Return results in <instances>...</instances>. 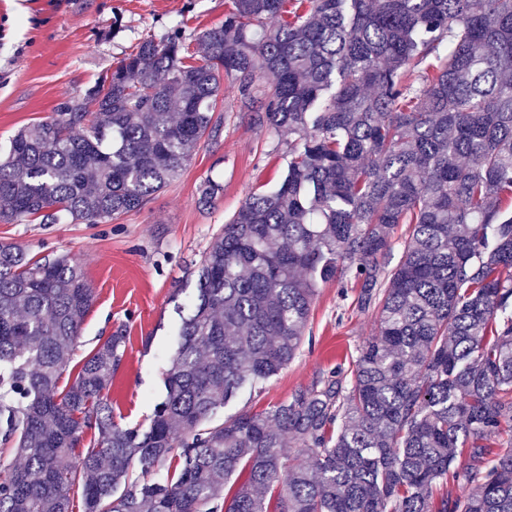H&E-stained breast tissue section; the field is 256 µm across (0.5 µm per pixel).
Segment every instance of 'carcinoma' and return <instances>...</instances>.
I'll use <instances>...</instances> for the list:
<instances>
[{"mask_svg": "<svg viewBox=\"0 0 512 512\" xmlns=\"http://www.w3.org/2000/svg\"><path fill=\"white\" fill-rule=\"evenodd\" d=\"M284 3L232 0L197 63L180 27L144 39L10 140L0 224H108L217 135L224 77L252 101L273 74L257 121L288 130L284 179L212 237L176 306L145 427L108 398L125 336L67 375L94 302L78 259L0 243V455L19 460L0 512H73L76 487L82 512H512V445L491 451L512 426V0ZM222 189L205 179L199 203ZM345 281L375 315L351 370L214 423Z\"/></svg>", "mask_w": 512, "mask_h": 512, "instance_id": "1", "label": "carcinoma"}]
</instances>
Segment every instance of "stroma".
Instances as JSON below:
<instances>
[{
    "mask_svg": "<svg viewBox=\"0 0 512 512\" xmlns=\"http://www.w3.org/2000/svg\"><path fill=\"white\" fill-rule=\"evenodd\" d=\"M231 0H0V149L22 127L50 116L65 97L84 92L145 38L181 26L187 39L224 19ZM255 104L225 79L215 113L217 137L203 140L187 169L138 211L109 224H0V242L36 258L72 254L84 265L94 304L73 359L98 340L125 331V356L109 397L123 426L144 423L163 395L176 343L172 295L194 288V269L213 235L252 194L283 178L287 132L255 120ZM224 185L212 204L198 202L207 177ZM355 290L320 288L309 333L291 363L260 392L243 390L220 412L260 411L349 365L374 333L371 314L357 310Z\"/></svg>",
    "mask_w": 512,
    "mask_h": 512,
    "instance_id": "35a3bbf8",
    "label": "stroma"
}]
</instances>
